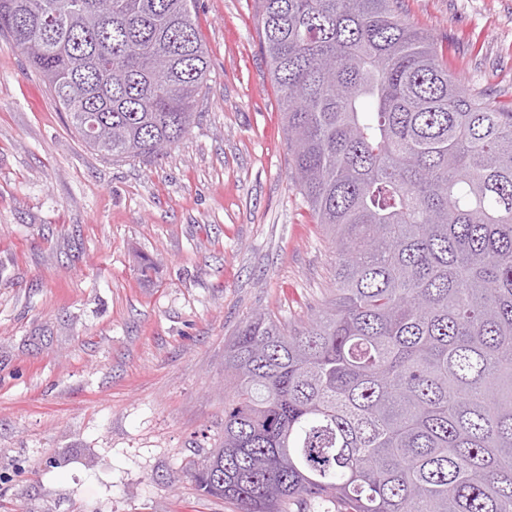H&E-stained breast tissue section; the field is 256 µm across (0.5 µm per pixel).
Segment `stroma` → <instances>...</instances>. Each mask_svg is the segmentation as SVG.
<instances>
[{
	"label": "stroma",
	"mask_w": 512,
	"mask_h": 512,
	"mask_svg": "<svg viewBox=\"0 0 512 512\" xmlns=\"http://www.w3.org/2000/svg\"><path fill=\"white\" fill-rule=\"evenodd\" d=\"M400 10L512 102V0ZM256 11L195 0L207 97L144 162L85 147L0 36V512H239L186 476L224 433V346L256 311L306 320L336 260L289 178Z\"/></svg>",
	"instance_id": "1"
}]
</instances>
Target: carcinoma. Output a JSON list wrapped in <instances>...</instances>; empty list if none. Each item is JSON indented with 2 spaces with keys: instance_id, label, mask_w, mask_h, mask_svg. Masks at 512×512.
I'll list each match as a JSON object with an SVG mask.
<instances>
[{
  "instance_id": "carcinoma-1",
  "label": "carcinoma",
  "mask_w": 512,
  "mask_h": 512,
  "mask_svg": "<svg viewBox=\"0 0 512 512\" xmlns=\"http://www.w3.org/2000/svg\"><path fill=\"white\" fill-rule=\"evenodd\" d=\"M0 0L81 140L151 159L207 89L193 0ZM292 178L336 248L308 320L224 346V437L187 471L240 512H512V105L398 0H259Z\"/></svg>"
}]
</instances>
